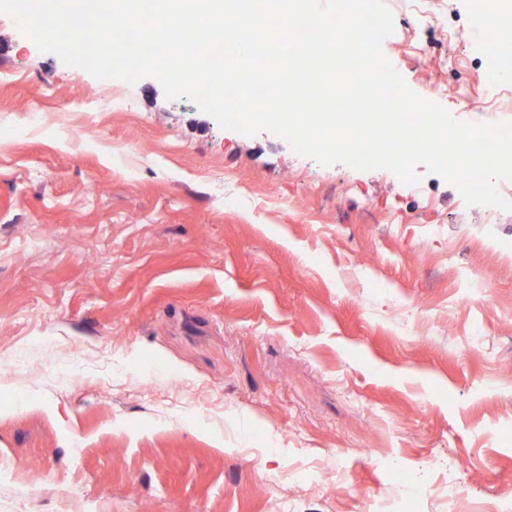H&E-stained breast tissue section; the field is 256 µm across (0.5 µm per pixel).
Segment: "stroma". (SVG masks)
Here are the masks:
<instances>
[{
	"label": "stroma",
	"mask_w": 512,
	"mask_h": 512,
	"mask_svg": "<svg viewBox=\"0 0 512 512\" xmlns=\"http://www.w3.org/2000/svg\"><path fill=\"white\" fill-rule=\"evenodd\" d=\"M389 9L414 92L512 121L471 0ZM1 129L0 512H512V211L222 128L5 14ZM436 458L464 497L416 487Z\"/></svg>",
	"instance_id": "1"
}]
</instances>
